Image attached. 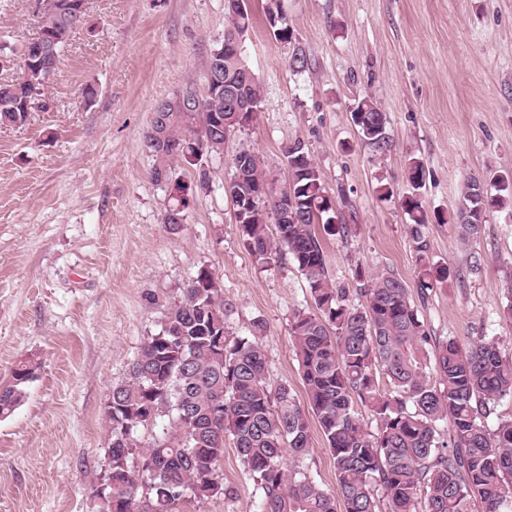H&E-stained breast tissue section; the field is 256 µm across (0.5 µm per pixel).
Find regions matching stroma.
Here are the masks:
<instances>
[{"label":"stroma","instance_id":"1","mask_svg":"<svg viewBox=\"0 0 512 512\" xmlns=\"http://www.w3.org/2000/svg\"><path fill=\"white\" fill-rule=\"evenodd\" d=\"M243 44L263 85L255 120L207 161L208 188L193 191L184 224L163 223L164 191L142 148L155 103L186 82L206 87L210 51L224 31V0H86L45 95L48 111L0 127V387L19 360L41 364L25 400L0 419V512H100L94 490L105 465L112 385L127 380L164 307L199 269L210 270L231 309L226 324L247 334L254 320L271 386L305 392L288 319L313 307L289 257L261 264L239 237L224 189L232 159L249 145L270 163L303 139L352 234L325 243L330 274L349 283L363 264L413 282L416 256L400 199L410 159L424 167L428 212L448 213L463 179L512 174V0H283L309 70L261 18ZM35 0H0V81L13 79L35 37ZM93 87L94 98L84 90ZM385 113L391 147L379 154L351 119L358 100ZM393 191L378 198L379 179ZM433 261L460 280L416 305L437 340L494 338L512 359V322L500 316L512 274V210L489 213L462 245L451 224L427 227ZM481 267L471 271V255ZM157 305H149L147 295ZM302 466L335 490L333 458L318 425ZM232 496L180 502L177 512H255L262 492L233 445L220 462Z\"/></svg>","mask_w":512,"mask_h":512}]
</instances>
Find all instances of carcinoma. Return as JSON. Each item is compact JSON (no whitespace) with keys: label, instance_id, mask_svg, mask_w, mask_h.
Returning <instances> with one entry per match:
<instances>
[{"label":"carcinoma","instance_id":"cac0c4a2","mask_svg":"<svg viewBox=\"0 0 512 512\" xmlns=\"http://www.w3.org/2000/svg\"><path fill=\"white\" fill-rule=\"evenodd\" d=\"M38 2V32L22 48L21 72L0 82V126H23L35 105L48 108L44 67L59 61L85 14L84 0ZM275 2L267 0L264 9L267 27L275 39L289 42L292 34L273 24ZM251 26L248 8L225 12L222 39L209 57L221 63L223 87L209 83L201 95L189 82L170 100L184 97L195 111L170 105L153 111L142 147L153 158L151 179L167 191V225L186 217L192 190L176 177L175 163L192 167L195 186L207 187L204 158L221 153L242 120L253 121L226 107V86L259 108L261 82L246 71L244 55L233 57L226 49L229 35L244 37ZM288 64L302 72L309 59L294 46ZM355 110L363 114L361 140L385 152L384 113L368 97ZM283 165L286 180L258 153L241 148L232 159L229 196L244 247L263 264L289 256L310 289L315 309L295 310L289 332L309 407L334 460L336 494L299 466L309 453L308 417L288 385H269L264 323L253 321L246 336L229 334L231 304L213 274L201 268L168 304L160 329L144 337L128 380L110 390L105 453L112 455V483L99 490L112 498V512H173L186 498L231 495L218 471L228 439L262 490L256 512H336L338 498L343 512H377L374 485L389 512H417L421 498L423 512H512V418L488 425L499 402L512 397V361L503 359L492 338L439 343L421 321L411 288L424 295L456 277L430 258V221L421 200L413 192L400 201L416 252L414 285L357 264L351 275L356 287L347 288L329 274L321 235L344 239L350 226L302 139L284 147ZM261 186L269 193L256 199ZM285 186L295 205L290 218L277 224V195ZM510 204L512 176L497 178L492 190L467 176L456 210L434 220L455 225L459 240L468 243L480 236L488 213ZM353 293L365 303H352ZM38 368L32 359L17 363L13 381L0 388L1 418L24 400ZM380 374L390 384L387 392L379 388ZM361 408L376 421L375 430ZM145 428L152 430L146 440L139 436Z\"/></svg>","mask_w":512,"mask_h":512}]
</instances>
